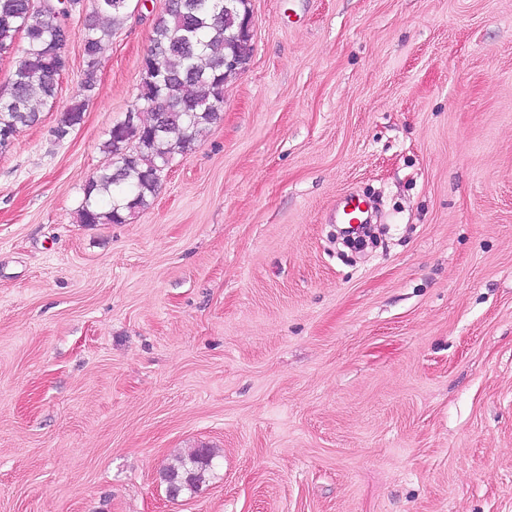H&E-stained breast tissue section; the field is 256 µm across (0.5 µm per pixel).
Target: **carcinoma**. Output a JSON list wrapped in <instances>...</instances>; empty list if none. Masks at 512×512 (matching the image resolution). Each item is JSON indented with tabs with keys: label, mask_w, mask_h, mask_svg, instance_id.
Returning <instances> with one entry per match:
<instances>
[{
	"label": "carcinoma",
	"mask_w": 512,
	"mask_h": 512,
	"mask_svg": "<svg viewBox=\"0 0 512 512\" xmlns=\"http://www.w3.org/2000/svg\"><path fill=\"white\" fill-rule=\"evenodd\" d=\"M82 0H0V51L16 37L26 41L12 73L7 96L0 97V144L13 141L19 129L41 120L42 108L54 100L57 81L66 71L62 48L71 36L64 19ZM246 0H170L153 18L151 46L140 65L139 92L132 112L112 125L101 144L110 165L92 176L78 207L82 224H122L147 209L162 174L174 157L192 151L221 119L224 83L238 73L225 61L241 50L234 38ZM85 18L82 99L61 113L54 134L63 140L79 124L97 83L99 59L112 27L127 15L126 0H93ZM214 454L196 448L179 466L162 476L166 487L194 494L212 471Z\"/></svg>",
	"instance_id": "obj_1"
}]
</instances>
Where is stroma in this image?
I'll list each match as a JSON object with an SVG mask.
<instances>
[{
	"mask_svg": "<svg viewBox=\"0 0 512 512\" xmlns=\"http://www.w3.org/2000/svg\"><path fill=\"white\" fill-rule=\"evenodd\" d=\"M164 3L130 0L60 141L82 0L0 154V512H512V0H251L222 120L80 223ZM213 460L214 454L211 448H195L187 459L180 462L179 466L167 469L162 476L167 495L174 480L180 489L179 497L187 493H196L212 471Z\"/></svg>",
	"mask_w": 512,
	"mask_h": 512,
	"instance_id": "1",
	"label": "stroma"
}]
</instances>
